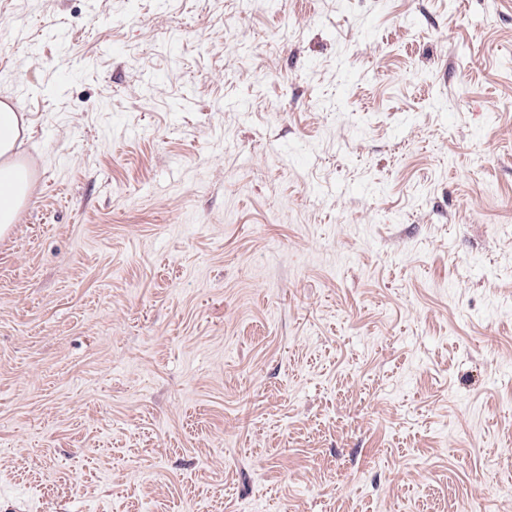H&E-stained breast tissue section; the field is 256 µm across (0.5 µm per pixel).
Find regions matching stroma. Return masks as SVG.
Here are the masks:
<instances>
[{
  "instance_id": "1",
  "label": "stroma",
  "mask_w": 512,
  "mask_h": 512,
  "mask_svg": "<svg viewBox=\"0 0 512 512\" xmlns=\"http://www.w3.org/2000/svg\"><path fill=\"white\" fill-rule=\"evenodd\" d=\"M0 512H512V0H0ZM28 134L23 113L6 101L0 102V235L8 232L32 195L31 175L18 176L24 169L20 148Z\"/></svg>"
}]
</instances>
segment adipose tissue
<instances>
[{
  "label": "adipose tissue",
  "mask_w": 512,
  "mask_h": 512,
  "mask_svg": "<svg viewBox=\"0 0 512 512\" xmlns=\"http://www.w3.org/2000/svg\"><path fill=\"white\" fill-rule=\"evenodd\" d=\"M28 134L23 113L0 102V235L8 232L32 195L31 178L20 175V148Z\"/></svg>",
  "instance_id": "ef3b65f1"
}]
</instances>
